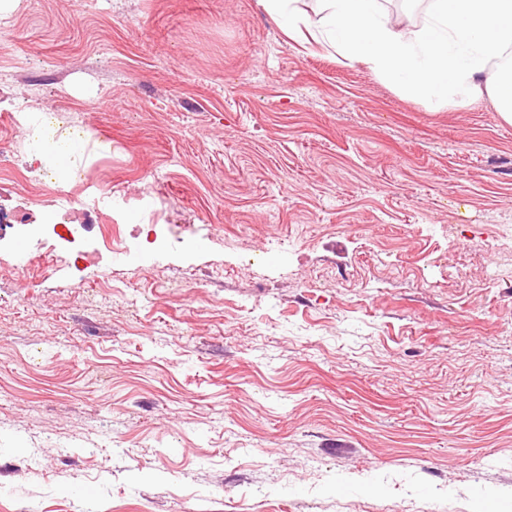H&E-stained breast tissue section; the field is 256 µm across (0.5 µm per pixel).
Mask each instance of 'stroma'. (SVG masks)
<instances>
[{"mask_svg":"<svg viewBox=\"0 0 512 512\" xmlns=\"http://www.w3.org/2000/svg\"><path fill=\"white\" fill-rule=\"evenodd\" d=\"M34 110L90 138L68 181ZM0 134V512H512L489 102L435 109L258 0H21ZM63 194L80 253L18 268Z\"/></svg>","mask_w":512,"mask_h":512,"instance_id":"stroma-1","label":"stroma"}]
</instances>
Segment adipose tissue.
<instances>
[{"instance_id": "1", "label": "adipose tissue", "mask_w": 512, "mask_h": 512, "mask_svg": "<svg viewBox=\"0 0 512 512\" xmlns=\"http://www.w3.org/2000/svg\"><path fill=\"white\" fill-rule=\"evenodd\" d=\"M292 39L334 50L407 93L439 106L488 100L512 124V0H429L422 24L393 18L382 0H260ZM32 156L51 158L68 177L83 143L54 137L31 114Z\"/></svg>"}]
</instances>
